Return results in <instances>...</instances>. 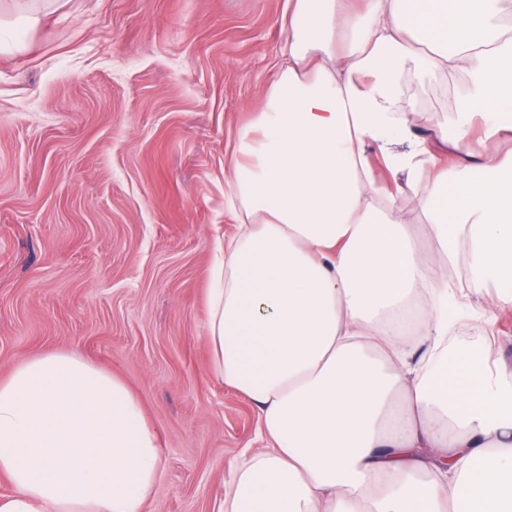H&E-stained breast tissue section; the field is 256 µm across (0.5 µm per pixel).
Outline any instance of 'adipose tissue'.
<instances>
[{
    "label": "adipose tissue",
    "instance_id": "obj_1",
    "mask_svg": "<svg viewBox=\"0 0 512 512\" xmlns=\"http://www.w3.org/2000/svg\"><path fill=\"white\" fill-rule=\"evenodd\" d=\"M512 0H286L277 80L239 131L206 342L216 378L248 397L266 447L243 453L219 512H512V379L487 355L448 368L465 266L512 305ZM465 92L435 137L490 146L458 203L419 139L406 78ZM372 141L407 184L428 182L426 247L396 216ZM406 184V185H407ZM417 304L424 318L398 317ZM161 444L139 399L74 351L0 379V512H145Z\"/></svg>",
    "mask_w": 512,
    "mask_h": 512
}]
</instances>
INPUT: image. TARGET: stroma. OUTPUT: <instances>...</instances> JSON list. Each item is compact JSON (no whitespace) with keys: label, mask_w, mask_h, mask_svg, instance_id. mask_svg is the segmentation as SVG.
I'll return each instance as SVG.
<instances>
[{"label":"stroma","mask_w":512,"mask_h":512,"mask_svg":"<svg viewBox=\"0 0 512 512\" xmlns=\"http://www.w3.org/2000/svg\"><path fill=\"white\" fill-rule=\"evenodd\" d=\"M285 0H0V378L74 350L122 379L162 439L146 512H216L263 447L257 410L210 370L207 291L235 231L224 176L279 72ZM458 79L410 82L429 134ZM469 292L448 362L512 373V307Z\"/></svg>","instance_id":"35a3bbf8"}]
</instances>
